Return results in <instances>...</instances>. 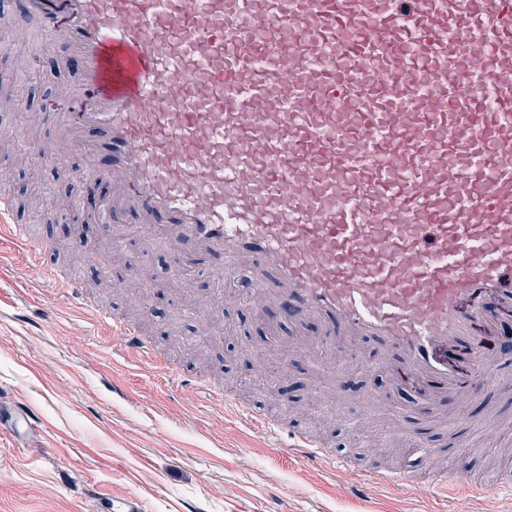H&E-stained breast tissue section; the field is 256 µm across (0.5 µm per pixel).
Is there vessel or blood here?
<instances>
[{
    "label": "vessel or blood",
    "mask_w": 512,
    "mask_h": 512,
    "mask_svg": "<svg viewBox=\"0 0 512 512\" xmlns=\"http://www.w3.org/2000/svg\"><path fill=\"white\" fill-rule=\"evenodd\" d=\"M16 23L77 64L79 108L54 119L86 180L111 182L109 223L134 213L177 273L223 255L279 320L319 323L329 351L376 342L430 404L462 397L463 350L512 384L473 332L512 311V0H25ZM45 274L124 359L166 368L137 322ZM251 423L300 462L348 464L271 414ZM41 424L0 411V436ZM428 481L443 500L512 495V474Z\"/></svg>",
    "instance_id": "1"
}]
</instances>
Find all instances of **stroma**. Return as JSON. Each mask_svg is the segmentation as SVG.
Returning <instances> with one entry per match:
<instances>
[{"label":"stroma","instance_id":"1","mask_svg":"<svg viewBox=\"0 0 512 512\" xmlns=\"http://www.w3.org/2000/svg\"><path fill=\"white\" fill-rule=\"evenodd\" d=\"M76 80L43 38L0 23V82L20 86L24 102L0 111L10 133L0 140V194L14 220L50 244L46 264L138 320L170 370L120 360L119 343L51 287L29 252L0 242V398L42 416L35 437H0V512H93L103 495L117 501L129 492L144 512H427L435 504L429 484L362 486L357 465L452 476L465 466L481 479L512 471V394L488 387L470 364L461 367L467 403L401 419L366 396L410 386L381 346L363 344L359 361L344 349L298 347L297 339L320 336L313 322L282 327L271 340L272 311L221 280V256L182 282L162 245L131 230L116 240L105 222L108 187L84 184L83 157L16 164V149L58 148L50 115L77 109ZM200 375L245 409L304 423L336 452L354 451V465L289 459L283 436L204 398ZM285 376L294 385L287 398L270 390ZM452 419L469 447L453 446ZM429 445L437 456H427Z\"/></svg>","mask_w":512,"mask_h":512}]
</instances>
